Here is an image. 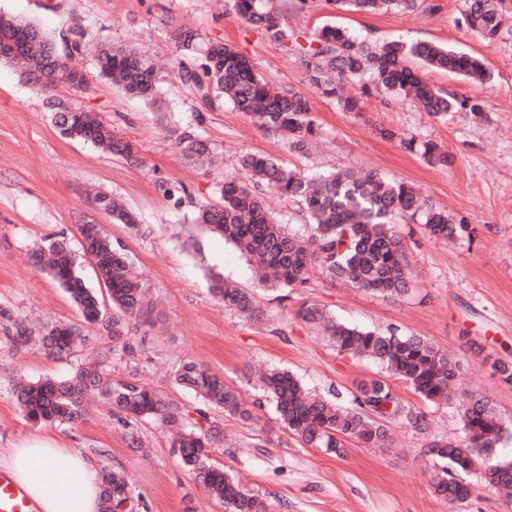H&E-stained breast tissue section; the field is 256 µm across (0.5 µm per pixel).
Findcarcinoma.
<instances>
[{"label":"carcinoma","instance_id":"carcinoma-1","mask_svg":"<svg viewBox=\"0 0 512 512\" xmlns=\"http://www.w3.org/2000/svg\"><path fill=\"white\" fill-rule=\"evenodd\" d=\"M307 0H234L233 9L245 24L265 30L268 38L285 51L301 54L306 62L312 88L334 99L345 112H359L363 97L373 91L404 97L437 118L452 112L477 115L480 105L431 85L422 67L456 73L484 82L490 74L480 60L456 50L426 41L391 40L383 43L360 39L349 30L326 24L303 44L299 35L281 25L279 16ZM339 8L354 11L408 10L416 0H333ZM461 14L468 30L486 39L497 38L504 19L500 0H462ZM27 31L26 44L36 46L33 63L7 55L19 30ZM177 39L185 50L201 60L194 66L179 60L173 74L190 86L205 106L218 100L230 102L249 112L259 125L288 138L290 149L308 150L317 139V127L309 116L308 101L296 92L271 87L255 62L219 40H204L199 34L180 29ZM89 48L84 29L74 24L48 33L31 22L0 16V62L16 65L21 77L44 94L67 83L64 73L69 60ZM64 55L58 75L45 85L38 83L39 64L49 63V52ZM99 77L125 93L154 99L160 73L153 60L136 50L105 47L98 51ZM48 105L61 132L74 131L76 139L85 130L96 132L93 144L130 162L136 161L135 145L119 135L98 113L84 110L80 115L54 98ZM184 151L197 157L208 153L207 144L185 129L178 137ZM404 148L417 152L429 165L448 164V154L432 141H403ZM243 180L224 181L221 203L195 205L197 224L233 244L259 276V283L275 290L302 288L312 264H319L326 278L386 298L405 296L411 288V256L402 237L394 230L397 218L423 224L428 233L441 240H454L462 226L403 182L390 181L373 171L345 169L330 173H300L265 154L240 156ZM269 189L297 207L308 221V233L298 234L268 211L262 194ZM112 223L124 224L135 234L146 227L137 215L112 201ZM83 253L92 257L98 278L108 294L104 302L98 291L86 286L77 266L76 254L64 239H54L33 253V263L50 275L70 295L82 325L46 326L37 334L20 319L0 310L12 322L9 340L15 352L39 344L45 353L62 358L88 340L85 330H100L112 339L113 359L129 368L126 377H114L101 362L85 364L66 378H46L21 383L15 395L23 414L32 422L74 425L88 410V396L97 395L107 404L119 425L127 432L130 445L142 447L136 427L154 421L174 430L173 447L184 469L209 496L224 505L225 512H270V504L245 489L230 471L211 462L222 447L220 422L209 411L242 421L257 417L242 400L239 390L224 377L191 361L175 366L173 383L191 390L201 406L190 411L165 391L142 381L139 354L143 338L133 335L135 322L150 323L152 309L143 278L136 274L127 249L101 232L97 226L77 227ZM211 293L252 321L267 317L266 308L255 294L236 283L217 278ZM296 319L321 333L339 352L366 357L385 374L362 381L354 395V406L310 393L291 372L265 369L255 373V386L271 401L281 425L302 442L325 452L341 454L345 442L366 447L387 448L388 422L403 420L417 430L427 427L425 416L401 405L389 379L407 383L423 400L437 403L448 399V389L458 381L460 362L424 336L396 331H370L347 325L306 302L294 311ZM464 439H434L427 444L434 492L450 504L471 497L476 484L497 490L512 489V457L497 448L512 439V428L499 417L492 401L472 393L462 405ZM101 512H124L144 508L126 475L105 468L101 472Z\"/></svg>","mask_w":512,"mask_h":512}]
</instances>
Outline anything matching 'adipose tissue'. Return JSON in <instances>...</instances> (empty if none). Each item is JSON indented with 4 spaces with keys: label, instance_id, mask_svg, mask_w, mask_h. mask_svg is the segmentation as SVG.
Instances as JSON below:
<instances>
[{
    "label": "adipose tissue",
    "instance_id": "ef3b65f1",
    "mask_svg": "<svg viewBox=\"0 0 512 512\" xmlns=\"http://www.w3.org/2000/svg\"><path fill=\"white\" fill-rule=\"evenodd\" d=\"M0 468L26 491L37 512H98L100 473L80 452L50 438L0 451Z\"/></svg>",
    "mask_w": 512,
    "mask_h": 512
}]
</instances>
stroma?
<instances>
[{"label":"stroma","instance_id":"35a3bbf8","mask_svg":"<svg viewBox=\"0 0 512 512\" xmlns=\"http://www.w3.org/2000/svg\"><path fill=\"white\" fill-rule=\"evenodd\" d=\"M501 8L505 32L492 41L466 30L461 0H425L406 11L377 13L309 0L305 9L281 17L282 25L304 37L331 23L378 42L427 40L479 58L489 81L426 70L435 87L471 98L483 109L478 117L454 112L438 119L377 92L366 97L362 111H341L310 89L302 56L239 21L232 0H0V14L36 22L50 33L82 25L92 50L106 45L145 53L163 77L155 101L127 96L99 78L91 50L75 64L96 82L97 94L86 98L61 84L52 95L98 112L136 143L138 160L129 163L61 135L47 97L13 66L0 63V309L32 326L79 323L68 294L31 256L55 235L78 244L77 225L97 222L125 245L153 303L150 325L138 328L145 339L140 376L187 407H197V398L170 379L184 358L224 376L249 402L257 392L247 373L258 365L291 370L311 391L325 396L339 391L347 400L360 381L380 375L377 364L338 353L298 321L293 311L305 301L351 325L426 337L462 365L461 386L445 403L425 402L409 385L392 380L401 403L425 415L427 433L393 420L391 447L351 441L339 457L306 447L266 404L255 407L252 422L221 417L224 443L212 460L267 498L274 512H512V500L481 487L464 502L442 500L425 465L430 437L462 438L458 406L468 393L489 397L512 425V386L502 384L491 368L495 359L512 361V0H502ZM183 28L252 58L274 88L303 94L319 131L313 147L292 151L281 133L260 129L231 104L202 109L193 90L171 73L174 62L186 56L175 36ZM188 126L207 143L213 163L183 153L177 137ZM404 138L435 142L447 151L448 165H428L401 146ZM248 152L268 154L299 171H376L416 189L464 230L449 243L430 236L423 225L397 220L414 271V286L405 297L383 299L330 282L315 269L307 286L291 291L288 300H266L267 319L250 321L210 292L216 277L255 289L246 260L193 223L190 207L175 206L163 191L165 183L180 184L195 200L216 201L224 180L240 177L238 159ZM102 194L135 210L150 235L134 236L110 223L97 202ZM6 327L0 318V448L49 436L59 447L81 450L97 466L124 471L147 512H225L183 469L170 433L156 423L139 424L143 446L136 449L101 403L72 427L28 421L14 394L18 378L69 376L111 342L95 337L60 360L36 348L14 352Z\"/></svg>","mask_w":512,"mask_h":512}]
</instances>
